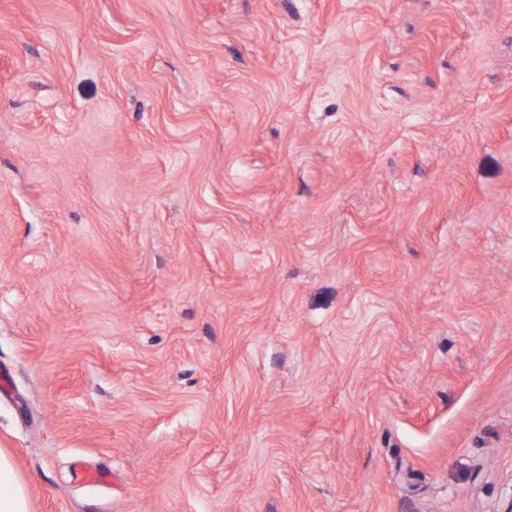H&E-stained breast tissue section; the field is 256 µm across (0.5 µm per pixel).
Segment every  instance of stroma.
I'll return each instance as SVG.
<instances>
[{
    "label": "stroma",
    "instance_id": "35a3bbf8",
    "mask_svg": "<svg viewBox=\"0 0 512 512\" xmlns=\"http://www.w3.org/2000/svg\"><path fill=\"white\" fill-rule=\"evenodd\" d=\"M0 448L32 512H507L512 0H0Z\"/></svg>",
    "mask_w": 512,
    "mask_h": 512
}]
</instances>
